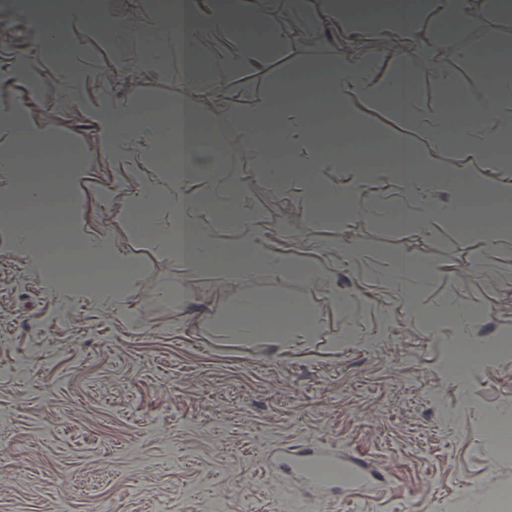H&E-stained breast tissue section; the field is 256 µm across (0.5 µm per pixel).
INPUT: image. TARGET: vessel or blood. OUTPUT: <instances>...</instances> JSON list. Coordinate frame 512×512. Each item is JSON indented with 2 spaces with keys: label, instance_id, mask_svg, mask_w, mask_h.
<instances>
[{
  "label": "vessel or blood",
  "instance_id": "b4317fda",
  "mask_svg": "<svg viewBox=\"0 0 512 512\" xmlns=\"http://www.w3.org/2000/svg\"><path fill=\"white\" fill-rule=\"evenodd\" d=\"M262 465L270 472L290 475L310 496L344 489L377 499L387 492L382 468L372 459L352 452L293 448L283 453L272 449L264 455Z\"/></svg>",
  "mask_w": 512,
  "mask_h": 512
}]
</instances>
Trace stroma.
I'll use <instances>...</instances> for the list:
<instances>
[{"mask_svg":"<svg viewBox=\"0 0 512 512\" xmlns=\"http://www.w3.org/2000/svg\"><path fill=\"white\" fill-rule=\"evenodd\" d=\"M130 0H99L111 23L89 24L75 45L88 61L139 57L142 29L125 17ZM32 17L20 0H0V56L24 57ZM380 68L397 55L413 62L423 108L470 100L492 81L460 56L429 65L419 49L363 45ZM339 52L317 29L292 40L244 74V99L228 104L223 80L202 121L235 157L238 177L251 170L253 148L234 113L273 93L289 75L330 70ZM451 72L444 86L438 70ZM175 62L146 77L113 76L112 97L177 103ZM62 146L88 173L68 199L82 205L123 183L97 143L88 113L57 129ZM459 194L439 187L446 223L353 221L341 214L306 220L314 199L301 189L249 196L246 205L271 239L288 250V268L241 277L219 265L182 267L159 257L123 216L115 195L88 234L137 261L122 307L100 294L60 296L26 264L0 230V512H434L451 499L487 512L500 484L512 482V456H495L476 429L496 415L512 420V359L495 360L465 384L440 360L460 343L457 319L426 322L445 302L468 309L475 343L512 337V250L483 253L476 223L459 218ZM406 252L457 269L430 274V285L406 311L399 289L375 274ZM166 284L174 301H150L149 282ZM283 294L310 319L281 348L269 336L235 338L224 312L240 295ZM192 306H184V299ZM269 448H337L387 467L388 492L306 501L292 483L265 472Z\"/></svg>","mask_w":512,"mask_h":512,"instance_id":"1","label":"stroma"}]
</instances>
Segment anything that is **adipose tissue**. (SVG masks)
Returning a JSON list of instances; mask_svg holds the SVG:
<instances>
[{"label":"adipose tissue","instance_id":"obj_1","mask_svg":"<svg viewBox=\"0 0 512 512\" xmlns=\"http://www.w3.org/2000/svg\"><path fill=\"white\" fill-rule=\"evenodd\" d=\"M280 0H190L189 4L160 12L155 0H138L130 18L147 29L153 48L135 59L114 58L112 63L91 65L69 53L68 62L81 71V78L61 85L63 109L45 116L32 97L9 99L0 107V137L11 138L15 147L0 150V223L11 230V242L31 267L49 272L55 289H78L79 278L51 274L50 256L61 245L84 254L105 258L113 273L127 271L131 259L113 252L109 235H87L84 224L93 212L67 208L62 218V237H38L34 224L48 221L51 211L43 200H55L62 187L85 183L86 170L54 138L55 129L70 113L84 109L100 96L103 77L111 71L128 75L164 66L171 57H188L190 44L200 35L221 40L224 94L238 97L241 76L258 68L265 56L281 51L291 33L307 26L321 27L344 44L362 39L387 45L409 44L422 50L429 63H436L444 49L454 55L479 60L481 69H496L512 63L507 46L475 51L463 40L447 41L448 29L479 25L490 17L512 12V0H291L294 23L290 31L271 33L266 22ZM89 0H32L34 16L52 17V29H37L33 55L0 62L1 72H14L27 81L41 74L47 54L64 40L84 31L88 18L97 26L109 24L106 15H90ZM326 92L300 93V79L289 78L271 96L250 101L237 113L240 135L253 146L249 178L236 179L224 173L221 151H198V144L211 133L201 121L210 83L191 75L192 97L180 100L175 111L152 106L136 107L127 100L113 99L97 107L93 120L100 146L114 164L147 169L148 177L121 185L128 211L139 214L162 201L170 217L165 224L138 225L139 235L155 253L176 265H224L239 276L256 270L288 268L285 248L268 243L256 218L242 204L252 186L287 193L302 186L308 194L321 195L349 209L352 217L410 223L443 224L447 216L435 203L439 184L457 193L479 195L508 203L512 201V79L505 77L482 95L470 100L467 116L451 123L447 106L425 109L412 87L406 60L392 71H384L367 55L345 54L334 69L323 71ZM372 112H396L412 123L432 150L418 159L410 142L379 141L374 148L386 153L385 161L366 165L357 152L343 149V142L361 140ZM329 113L345 114L347 125L326 124ZM164 163H157L159 153ZM37 157L45 173L37 180L22 168L24 158ZM339 170L336 181L323 183L320 174ZM207 197L211 221H196L197 201ZM35 200L33 208L20 211L18 199ZM367 207H360V200ZM241 224L245 230L232 241H224L212 230L216 224ZM435 262L405 253L392 257L378 272L400 288L403 305L413 309L414 296L427 284ZM298 304L288 297H241L234 314L225 316L224 329L232 336L266 333L268 319L298 320Z\"/></svg>","mask_w":512,"mask_h":512}]
</instances>
